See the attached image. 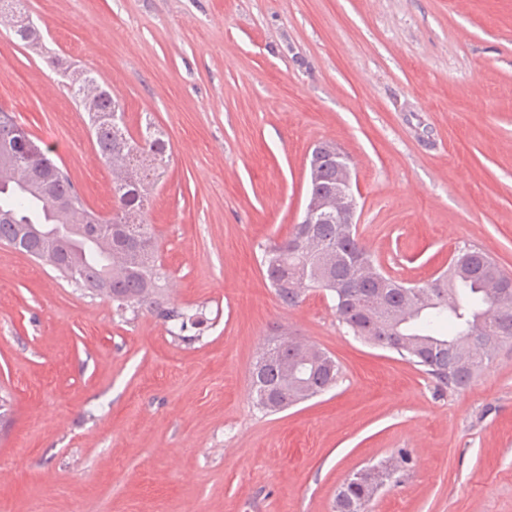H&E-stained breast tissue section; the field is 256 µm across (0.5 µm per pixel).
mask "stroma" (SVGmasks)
<instances>
[{"instance_id": "obj_1", "label": "stroma", "mask_w": 512, "mask_h": 512, "mask_svg": "<svg viewBox=\"0 0 512 512\" xmlns=\"http://www.w3.org/2000/svg\"><path fill=\"white\" fill-rule=\"evenodd\" d=\"M63 62L170 144L148 221L199 339L116 314L0 244V512H333L353 472L411 463L372 512H512V344L462 390L355 338L316 290L283 304L261 244L289 236L321 141L356 174L357 234L423 284L473 244L512 274V0H23ZM0 111L111 216L112 173L47 55L0 22ZM339 363L279 413L251 368L280 332Z\"/></svg>"}]
</instances>
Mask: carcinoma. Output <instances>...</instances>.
I'll return each instance as SVG.
<instances>
[{
  "mask_svg": "<svg viewBox=\"0 0 512 512\" xmlns=\"http://www.w3.org/2000/svg\"><path fill=\"white\" fill-rule=\"evenodd\" d=\"M17 40L35 47L40 31L33 19L17 20L0 12ZM65 85L87 113L101 161L112 170L114 207L102 221L73 183L67 171L40 148L35 179H25L28 149L38 144L26 129L0 111V243L47 262L40 255L45 236L56 230L50 248L63 255L72 271L64 277L95 295L106 297L121 312L147 310L185 331L194 316L170 305L168 276L157 260L156 244L147 224L155 185L169 163V145L152 123L133 134L123 120L118 98L95 76L82 69L66 70ZM52 229H47V226ZM303 225L292 235L263 245L265 278L283 304L294 306L315 288L336 301V314L353 336L391 349L439 384L466 387L499 348L512 342V276L482 249L465 245L457 251L461 266L431 282L398 288L392 275L378 271L380 280L359 300L379 290L384 303L357 310L341 300L337 285L354 278L351 262L327 263L319 249L343 255H369L358 237L349 238L339 224L312 225V240H301ZM300 276L304 288L292 287ZM288 369H282V365ZM336 361L318 346L277 334L262 348L251 371L252 402L273 413L311 399L336 385ZM370 486L353 479L341 486L334 512H370Z\"/></svg>",
  "mask_w": 512,
  "mask_h": 512,
  "instance_id": "carcinoma-1",
  "label": "carcinoma"
}]
</instances>
